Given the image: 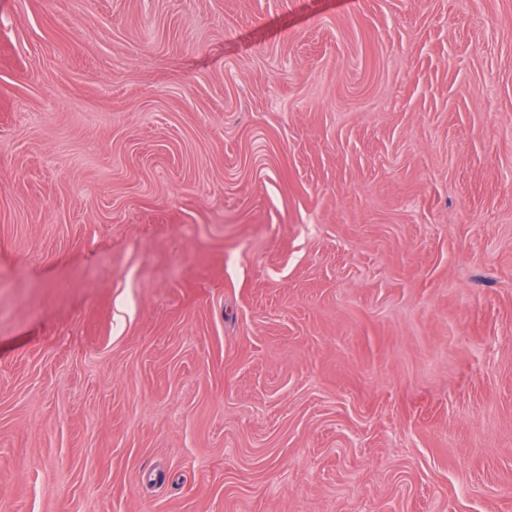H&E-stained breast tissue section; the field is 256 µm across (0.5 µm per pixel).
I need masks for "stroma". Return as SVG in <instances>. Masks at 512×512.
Segmentation results:
<instances>
[{
	"instance_id": "obj_1",
	"label": "stroma",
	"mask_w": 512,
	"mask_h": 512,
	"mask_svg": "<svg viewBox=\"0 0 512 512\" xmlns=\"http://www.w3.org/2000/svg\"><path fill=\"white\" fill-rule=\"evenodd\" d=\"M0 512H512V0H0Z\"/></svg>"
}]
</instances>
